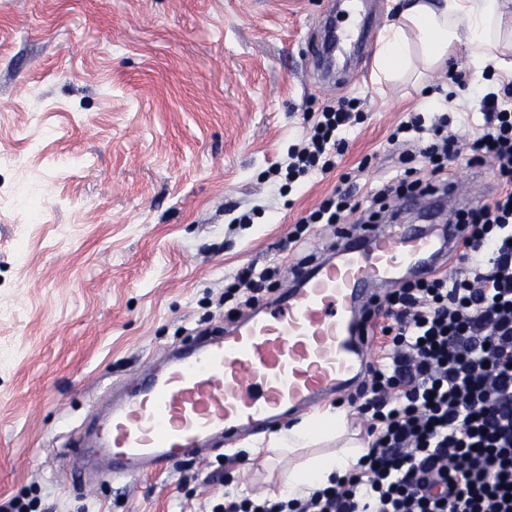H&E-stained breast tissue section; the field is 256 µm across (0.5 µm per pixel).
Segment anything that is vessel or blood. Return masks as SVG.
Masks as SVG:
<instances>
[{
    "mask_svg": "<svg viewBox=\"0 0 512 512\" xmlns=\"http://www.w3.org/2000/svg\"><path fill=\"white\" fill-rule=\"evenodd\" d=\"M365 2L338 0L350 25L319 19L326 41L310 51L311 65L341 68L366 57L374 20ZM459 237L456 224L434 232L387 224L341 241L334 259L314 265L298 287L198 338L164 370L139 375L103 419L87 456L107 460L121 482L147 467L204 458L213 436L266 433L360 385L383 302L378 285L406 271L424 278L446 269Z\"/></svg>",
    "mask_w": 512,
    "mask_h": 512,
    "instance_id": "vessel-or-blood-1",
    "label": "vessel or blood"
}]
</instances>
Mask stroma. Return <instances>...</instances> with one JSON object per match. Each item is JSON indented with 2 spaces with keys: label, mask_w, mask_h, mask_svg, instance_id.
Segmentation results:
<instances>
[{
  "label": "stroma",
  "mask_w": 512,
  "mask_h": 512,
  "mask_svg": "<svg viewBox=\"0 0 512 512\" xmlns=\"http://www.w3.org/2000/svg\"><path fill=\"white\" fill-rule=\"evenodd\" d=\"M330 0H0V503L48 512H210L227 483L276 492L272 433L123 482L79 480L111 399L166 365L193 332L227 325L242 267L277 266L264 301L294 287L289 231L361 171L395 174L388 139L410 112L446 109L471 70L377 82L375 58L328 82L305 46ZM361 117L328 173L274 192L322 107ZM254 211L252 224L234 215Z\"/></svg>",
  "instance_id": "stroma-1"
}]
</instances>
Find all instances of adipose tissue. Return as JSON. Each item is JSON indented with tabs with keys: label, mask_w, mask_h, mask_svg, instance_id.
<instances>
[{
	"label": "adipose tissue",
	"mask_w": 512,
	"mask_h": 512,
	"mask_svg": "<svg viewBox=\"0 0 512 512\" xmlns=\"http://www.w3.org/2000/svg\"><path fill=\"white\" fill-rule=\"evenodd\" d=\"M504 0H404L397 20L382 31L375 59L377 80H390L407 72L414 60L429 68L446 63L451 49L473 48L471 64L475 70L486 66L512 72V61L500 57L502 43L508 39L502 29ZM344 411L326 412L303 423L281 430L276 443L281 454L289 455L314 439L340 436L344 430ZM361 449L345 448L310 457L289 469L281 493L303 497L313 489L330 486L357 464Z\"/></svg>",
	"instance_id": "adipose-tissue-1"
}]
</instances>
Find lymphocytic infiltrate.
Instances as JSON below:
<instances>
[{
    "mask_svg": "<svg viewBox=\"0 0 512 512\" xmlns=\"http://www.w3.org/2000/svg\"><path fill=\"white\" fill-rule=\"evenodd\" d=\"M480 132L461 146L453 116L410 114L392 133L403 175L370 191L344 176L332 195L301 217L285 241L297 257L315 224L344 223L378 199L448 182V163L468 149L492 163L495 191L462 214V240L448 268L409 280L386 297L377 357L353 407L368 436L343 479L302 498L225 495L212 512H512V79L490 91L476 85ZM359 106L350 99L320 112L303 147L288 149L270 178L296 182L328 171L345 146ZM272 268L240 269L225 290L233 312L264 292Z\"/></svg>",
    "mask_w": 512,
    "mask_h": 512,
    "instance_id": "f902f5d3",
    "label": "lymphocytic infiltrate"
}]
</instances>
